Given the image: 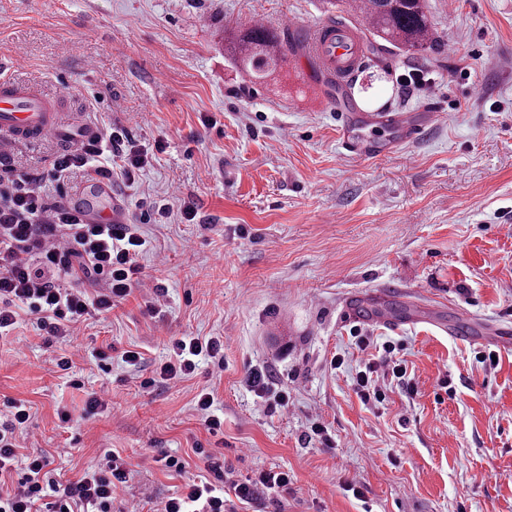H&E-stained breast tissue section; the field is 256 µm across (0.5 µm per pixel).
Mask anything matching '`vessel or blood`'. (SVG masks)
<instances>
[{
  "label": "vessel or blood",
  "instance_id": "obj_1",
  "mask_svg": "<svg viewBox=\"0 0 512 512\" xmlns=\"http://www.w3.org/2000/svg\"><path fill=\"white\" fill-rule=\"evenodd\" d=\"M285 29L305 42L310 62L329 81L342 86L364 62L353 43L354 31L346 24L329 18L309 24L294 18L286 19ZM343 136L342 145L349 152L369 159L391 153L402 143L422 136L433 120L429 112H367L357 114L339 110ZM64 120L56 101L38 90L0 79V137L12 142L37 143L57 135ZM386 125L394 135L388 144L363 141L353 134L356 125ZM69 203L78 218L102 224H119L122 211L112 196V189L96 179L73 193Z\"/></svg>",
  "mask_w": 512,
  "mask_h": 512
}]
</instances>
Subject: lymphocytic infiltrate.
I'll use <instances>...</instances> for the list:
<instances>
[{"label": "lymphocytic infiltrate", "instance_id": "lymphocytic-infiltrate-1", "mask_svg": "<svg viewBox=\"0 0 512 512\" xmlns=\"http://www.w3.org/2000/svg\"><path fill=\"white\" fill-rule=\"evenodd\" d=\"M151 163L147 149L128 129L111 124L56 155L47 172L18 170L0 154V335L17 322L19 311L35 316L41 331L73 336L77 324L111 312L115 302L140 291L145 311L161 316L165 290L146 286L139 257L146 244L134 224H89L64 204L74 172L86 179L132 182ZM54 186L57 200L46 188ZM159 367L162 380L194 375L200 360L224 365V339L182 336L171 339ZM0 420V512H112L118 490L130 479L119 455L65 480L45 453L20 454L19 435L30 421L25 401L7 402ZM200 473L166 497L156 512H237L261 504L265 495L287 491L284 470H260L235 479L223 452L195 448Z\"/></svg>", "mask_w": 512, "mask_h": 512}]
</instances>
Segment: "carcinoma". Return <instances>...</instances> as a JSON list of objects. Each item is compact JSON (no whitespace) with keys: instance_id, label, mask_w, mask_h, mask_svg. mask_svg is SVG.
Segmentation results:
<instances>
[{"instance_id":"1","label":"carcinoma","mask_w":512,"mask_h":512,"mask_svg":"<svg viewBox=\"0 0 512 512\" xmlns=\"http://www.w3.org/2000/svg\"><path fill=\"white\" fill-rule=\"evenodd\" d=\"M349 10L365 19L367 51L381 40L402 54L413 56L431 46L432 25L426 0H348ZM288 38L265 27H249L240 33L235 47L243 67L258 75L286 61Z\"/></svg>"}]
</instances>
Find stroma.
<instances>
[{"mask_svg":"<svg viewBox=\"0 0 512 512\" xmlns=\"http://www.w3.org/2000/svg\"><path fill=\"white\" fill-rule=\"evenodd\" d=\"M426 3L423 59L376 51L346 90L328 82L316 94L301 50L259 81L232 41L251 16L279 33L290 16L345 15L342 0H0L7 76L58 98L69 132L120 123L153 154L135 182L112 188L149 242L140 263L167 290L164 317L135 294L77 341L47 337L30 315L0 339V412L29 402L26 446L62 449L63 479L116 452L132 474L115 508L155 505L182 483L164 455L218 447L237 476L289 472L265 512H512V351L489 366L477 356L491 344L426 322L395 333L338 319L344 298L364 290L411 296L447 321L512 320V0ZM414 68L431 80L404 92L400 77ZM360 95L379 112L429 110L433 125L396 153L360 159L341 147L336 117L341 97ZM69 146L58 137L0 151L41 171ZM155 201L169 205L166 223L144 221ZM186 201L198 209L191 222ZM180 336L223 337V369L203 362L188 379L155 380ZM102 345L112 348L106 370L90 354ZM127 350L144 353L141 368L122 362ZM69 352L64 372L57 359ZM368 362L386 393L376 406L353 390ZM258 366L287 387L283 413L266 415L245 386ZM205 386L224 418L217 436L196 408ZM100 390L108 410L85 413ZM317 415L334 447L304 441Z\"/></svg>","mask_w":512,"mask_h":512,"instance_id":"35a3bbf8","label":"stroma"}]
</instances>
